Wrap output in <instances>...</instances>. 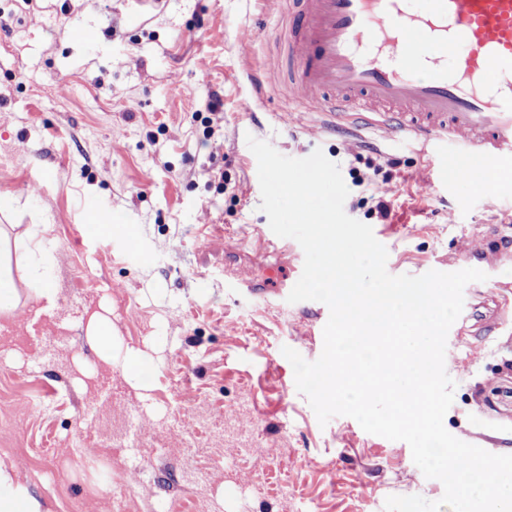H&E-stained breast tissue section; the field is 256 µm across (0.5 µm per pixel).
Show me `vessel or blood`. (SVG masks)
<instances>
[{
  "label": "vessel or blood",
  "mask_w": 512,
  "mask_h": 512,
  "mask_svg": "<svg viewBox=\"0 0 512 512\" xmlns=\"http://www.w3.org/2000/svg\"><path fill=\"white\" fill-rule=\"evenodd\" d=\"M282 47L290 94L325 126L353 121L404 135L439 169L496 187L512 160V0H302ZM512 242H480L448 271L493 273Z\"/></svg>",
  "instance_id": "obj_1"
}]
</instances>
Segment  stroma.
Segmentation results:
<instances>
[{"mask_svg":"<svg viewBox=\"0 0 512 512\" xmlns=\"http://www.w3.org/2000/svg\"><path fill=\"white\" fill-rule=\"evenodd\" d=\"M128 0H0V226L46 250L20 268L17 308L0 315V460L50 512H384L392 495L439 500L410 446L348 416L319 424L282 353L323 350L328 307L288 303L296 283L266 214L246 139L339 164L344 209L370 225L390 274L421 275L470 241L512 233V178L492 195L449 183L410 141L372 130L310 134L292 120L286 19L258 0H162L143 19ZM97 28L90 48L74 25ZM274 65L256 92L252 71ZM387 179L380 223L356 177ZM93 200L117 222L88 230ZM269 244L262 255L257 236ZM127 240L133 255L116 252ZM244 245L228 260L223 240ZM48 275L42 309L28 287ZM490 282L467 285L447 338L455 382L448 432L512 454V329L492 326ZM120 347L141 350L149 380L134 387L88 343L93 314Z\"/></svg>","mask_w":512,"mask_h":512,"instance_id":"obj_1","label":"stroma"}]
</instances>
